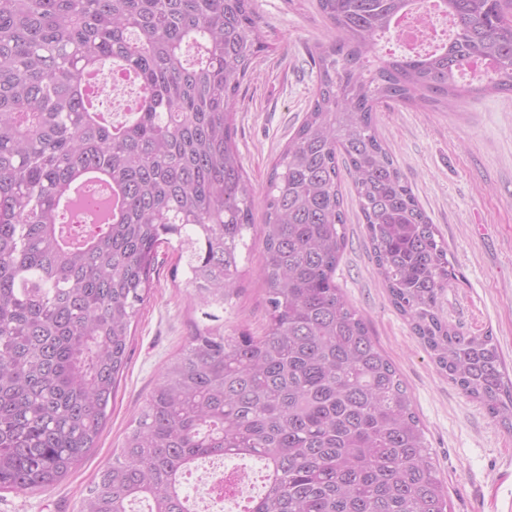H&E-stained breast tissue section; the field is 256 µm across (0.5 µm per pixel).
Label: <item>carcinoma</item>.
I'll return each instance as SVG.
<instances>
[{
  "mask_svg": "<svg viewBox=\"0 0 512 512\" xmlns=\"http://www.w3.org/2000/svg\"><path fill=\"white\" fill-rule=\"evenodd\" d=\"M415 0H318L332 35L317 84L265 191L263 335L224 334L254 188L234 110L268 50L252 0H0V490L45 491L96 447L175 239L204 322L101 468L79 512H190L181 484L212 458L263 463L250 512H448L423 426L363 315L336 285L351 178L396 310L462 393L512 429V377L493 337L444 316L448 246L420 207L375 112L447 109L512 91V0H434L449 40L379 52ZM139 88L115 124L82 80L106 65ZM89 176L112 182V221L73 234Z\"/></svg>",
  "mask_w": 512,
  "mask_h": 512,
  "instance_id": "carcinoma-1",
  "label": "carcinoma"
}]
</instances>
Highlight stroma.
I'll list each match as a JSON object with an SVG mask.
<instances>
[{
    "label": "stroma",
    "mask_w": 512,
    "mask_h": 512,
    "mask_svg": "<svg viewBox=\"0 0 512 512\" xmlns=\"http://www.w3.org/2000/svg\"><path fill=\"white\" fill-rule=\"evenodd\" d=\"M269 45L239 92L237 143L256 189L254 245L240 285L224 304V331L262 335L266 327L261 270L264 195L272 165L304 119L317 84L309 52L330 28L317 0H254ZM378 133L448 245L457 278L443 299L449 321L493 336L512 366V92L461 100L454 110L389 104L376 114ZM347 241L336 283L364 314L374 339L412 398L448 488L450 512H512V430L459 390L433 361L389 300L372 259L351 182H343ZM176 245L158 250L150 298L132 327L129 360L109 420L91 449L57 486L0 492V512H78L97 471L118 451L124 432L161 379L168 359L200 319L176 269Z\"/></svg>",
    "instance_id": "1"
}]
</instances>
